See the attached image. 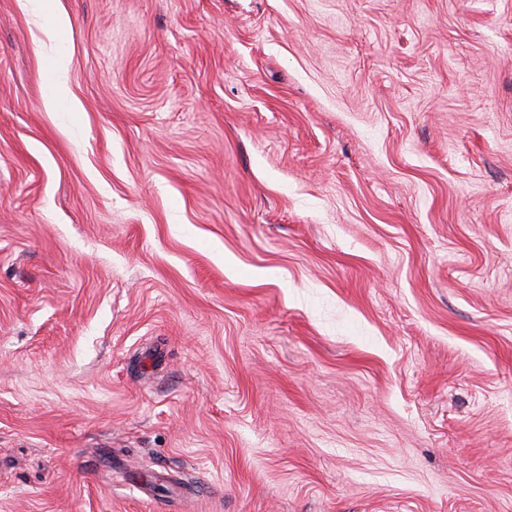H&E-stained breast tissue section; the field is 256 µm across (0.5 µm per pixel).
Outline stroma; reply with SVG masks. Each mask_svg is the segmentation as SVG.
Segmentation results:
<instances>
[{
	"label": "stroma",
	"instance_id": "1",
	"mask_svg": "<svg viewBox=\"0 0 512 512\" xmlns=\"http://www.w3.org/2000/svg\"><path fill=\"white\" fill-rule=\"evenodd\" d=\"M60 9L0 0V512H512V0Z\"/></svg>",
	"mask_w": 512,
	"mask_h": 512
}]
</instances>
